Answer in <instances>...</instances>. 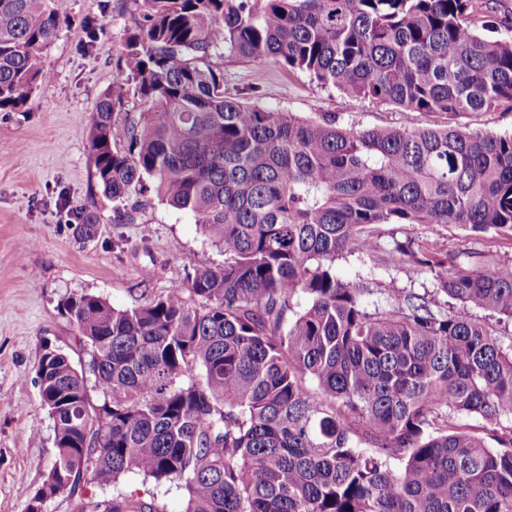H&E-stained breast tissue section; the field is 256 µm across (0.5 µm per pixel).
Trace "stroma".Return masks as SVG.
<instances>
[{"mask_svg": "<svg viewBox=\"0 0 512 512\" xmlns=\"http://www.w3.org/2000/svg\"><path fill=\"white\" fill-rule=\"evenodd\" d=\"M68 13L41 58L49 80L34 88L25 106L0 112V512H27L54 460L53 421L39 392L41 358L57 350L77 365L89 359L64 301L89 293L116 307L143 305L186 283L195 268L223 261L194 216L171 208L155 191L129 198L133 223H115L113 204L94 178L87 140L95 105L118 75L116 62L140 7L135 0H68ZM92 16L106 32L90 44L84 25ZM222 68L226 95L264 107L313 118L335 112L360 127L448 121L442 113L349 97L275 62L259 67L228 54ZM83 212L96 214L99 224L87 241L73 233ZM439 240L448 253L485 250L491 264L512 265L510 239L488 243L450 227ZM336 273L368 286L371 309L387 305V289L421 294L435 286L431 275L349 252L337 258ZM116 493L156 500L165 512L186 506L177 484L157 486L129 473L107 485L84 477L75 493L48 499L43 512H83Z\"/></svg>", "mask_w": 512, "mask_h": 512, "instance_id": "1", "label": "stroma"}]
</instances>
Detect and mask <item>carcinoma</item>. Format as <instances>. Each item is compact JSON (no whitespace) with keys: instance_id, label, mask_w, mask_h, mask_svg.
<instances>
[{"instance_id":"cac0c4a2","label":"carcinoma","mask_w":512,"mask_h":512,"mask_svg":"<svg viewBox=\"0 0 512 512\" xmlns=\"http://www.w3.org/2000/svg\"><path fill=\"white\" fill-rule=\"evenodd\" d=\"M497 2L142 0L92 115L94 177L126 223L153 182L224 261L143 306L64 302L89 361L40 360L55 459L28 512L87 473L133 472L183 487L185 512H512V267L376 234L512 238V132L457 122L512 110ZM66 19L60 0H0V112L48 78L41 55ZM227 52L448 122L343 126L242 101L224 94ZM74 233L95 237L97 216ZM345 252L431 272L436 288H390L371 312L368 289L336 274ZM92 512L159 507L118 494Z\"/></svg>"}]
</instances>
